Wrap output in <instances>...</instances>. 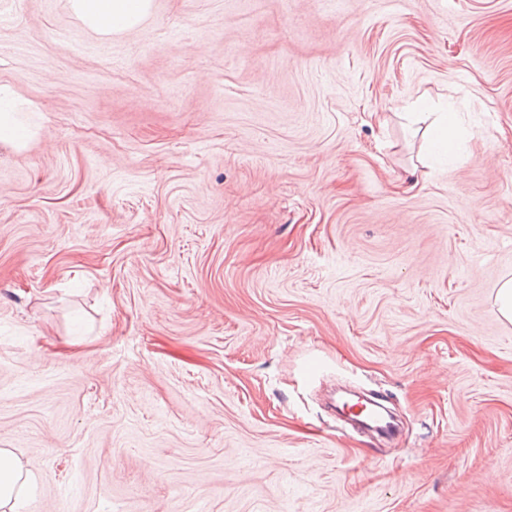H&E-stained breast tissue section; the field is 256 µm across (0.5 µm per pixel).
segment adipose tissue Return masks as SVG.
Wrapping results in <instances>:
<instances>
[{
    "label": "adipose tissue",
    "instance_id": "adipose-tissue-1",
    "mask_svg": "<svg viewBox=\"0 0 512 512\" xmlns=\"http://www.w3.org/2000/svg\"><path fill=\"white\" fill-rule=\"evenodd\" d=\"M72 6L88 27L112 34L134 28L148 14L151 0H72Z\"/></svg>",
    "mask_w": 512,
    "mask_h": 512
}]
</instances>
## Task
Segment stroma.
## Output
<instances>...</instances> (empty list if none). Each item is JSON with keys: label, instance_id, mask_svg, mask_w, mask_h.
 <instances>
[{"label": "stroma", "instance_id": "obj_1", "mask_svg": "<svg viewBox=\"0 0 512 512\" xmlns=\"http://www.w3.org/2000/svg\"><path fill=\"white\" fill-rule=\"evenodd\" d=\"M152 2L0 0L22 512H512V0ZM339 381L401 435L342 430ZM78 17L91 29L112 34L134 28L151 8V0H72ZM19 112L13 91L7 86H0V141L24 146L26 128L17 116ZM438 123L431 128L428 136L429 150L438 155H448L452 149V141L449 135L454 124V112H439Z\"/></svg>", "mask_w": 512, "mask_h": 512}]
</instances>
